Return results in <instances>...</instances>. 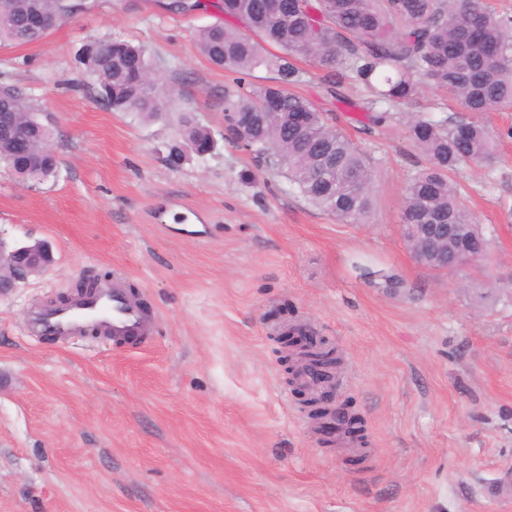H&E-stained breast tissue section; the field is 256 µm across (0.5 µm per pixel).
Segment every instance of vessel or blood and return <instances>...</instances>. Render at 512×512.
<instances>
[{
  "mask_svg": "<svg viewBox=\"0 0 512 512\" xmlns=\"http://www.w3.org/2000/svg\"><path fill=\"white\" fill-rule=\"evenodd\" d=\"M26 330L32 336L62 339L94 331L119 344H140L152 335L153 326L127 290L115 285L62 309L31 314Z\"/></svg>",
  "mask_w": 512,
  "mask_h": 512,
  "instance_id": "1",
  "label": "vessel or blood"
}]
</instances>
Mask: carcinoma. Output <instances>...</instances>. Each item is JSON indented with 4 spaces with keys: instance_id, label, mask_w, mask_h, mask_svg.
Returning a JSON list of instances; mask_svg holds the SVG:
<instances>
[{
    "instance_id": "carcinoma-1",
    "label": "carcinoma",
    "mask_w": 512,
    "mask_h": 512,
    "mask_svg": "<svg viewBox=\"0 0 512 512\" xmlns=\"http://www.w3.org/2000/svg\"><path fill=\"white\" fill-rule=\"evenodd\" d=\"M74 8L69 0H0V46L36 41L29 17L56 22ZM223 13L197 31L195 42L211 64L236 74L224 91V111L251 126L242 148L274 162L307 202L347 223L364 222L373 208L370 158L291 91L305 77L296 61L334 72L338 87H364L374 124L428 87L459 101L473 118L430 112L409 122V137L428 166L407 183L401 223L455 225L450 252L460 236L485 243L450 174L462 164L489 167L496 158L495 139L478 116L512 105V15L486 0H277L274 7L270 0H223ZM260 67L276 72L274 83L244 91L245 77ZM90 69L98 97L114 111L157 117L177 94L157 78L145 48L125 40L102 42ZM0 97L22 124L30 123L33 107L25 97L9 86ZM297 112L307 116L302 128L292 122ZM36 123L26 156L0 138V163L19 173L44 156L51 132ZM179 137L172 159L211 142L189 110L180 115Z\"/></svg>"
}]
</instances>
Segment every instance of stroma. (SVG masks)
Segmentation results:
<instances>
[{"label":"stroma","mask_w":512,"mask_h":512,"mask_svg":"<svg viewBox=\"0 0 512 512\" xmlns=\"http://www.w3.org/2000/svg\"><path fill=\"white\" fill-rule=\"evenodd\" d=\"M166 0H86L41 41L0 47V85L51 129L54 177L0 166V241L47 242L52 264L0 298V512H512V107L482 115L492 167L455 174L488 257L436 273L400 232L404 188L426 166L408 137L424 91L387 124L327 98L307 61L297 91L369 154L372 215L349 224L225 141L228 71L197 50L222 19ZM142 45L181 91L143 120L105 108L86 45ZM215 141L168 160L178 111ZM134 288L146 344L25 333L31 311L81 277ZM326 339L336 405L366 444L325 445L279 341Z\"/></svg>","instance_id":"35a3bbf8"}]
</instances>
